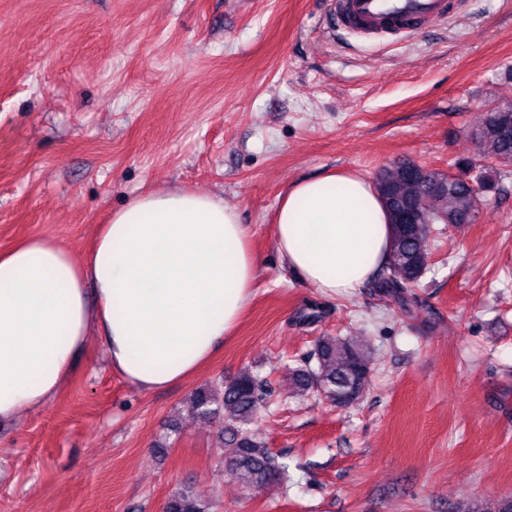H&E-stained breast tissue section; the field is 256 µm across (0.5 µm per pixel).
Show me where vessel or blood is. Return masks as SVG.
Masks as SVG:
<instances>
[{
	"label": "vessel or blood",
	"instance_id": "1",
	"mask_svg": "<svg viewBox=\"0 0 512 512\" xmlns=\"http://www.w3.org/2000/svg\"><path fill=\"white\" fill-rule=\"evenodd\" d=\"M453 12L450 0H336L337 20L367 35H379L391 28L408 34L415 27L444 22Z\"/></svg>",
	"mask_w": 512,
	"mask_h": 512
}]
</instances>
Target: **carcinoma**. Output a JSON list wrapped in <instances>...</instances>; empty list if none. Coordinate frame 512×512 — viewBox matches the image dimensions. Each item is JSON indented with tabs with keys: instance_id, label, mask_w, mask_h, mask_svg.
Masks as SVG:
<instances>
[{
	"instance_id": "cac0c4a2",
	"label": "carcinoma",
	"mask_w": 512,
	"mask_h": 512,
	"mask_svg": "<svg viewBox=\"0 0 512 512\" xmlns=\"http://www.w3.org/2000/svg\"><path fill=\"white\" fill-rule=\"evenodd\" d=\"M475 136L483 156L512 164V114L506 109L486 111ZM405 167L404 161L390 163L376 178L395 234L390 260L374 274L372 286L387 300L409 309L418 304L413 288L430 266L432 225L463 223L462 216L479 204L482 185L422 166L409 175ZM407 213L416 217L417 225H402ZM313 356L317 366H311L309 358L301 361L291 370V384L301 392L320 393L341 407L358 404L372 373L362 346L324 336ZM266 386L267 381L245 369L229 382L204 385L190 396L198 417L224 418L219 462L249 490L261 489L288 472V464L257 440L253 431L266 404ZM213 508L209 495L188 486L168 498L164 512H213ZM469 512H512V497L478 502Z\"/></svg>"
}]
</instances>
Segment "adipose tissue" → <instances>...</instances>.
I'll return each instance as SVG.
<instances>
[{
  "label": "adipose tissue",
  "instance_id": "ef3b65f1",
  "mask_svg": "<svg viewBox=\"0 0 512 512\" xmlns=\"http://www.w3.org/2000/svg\"><path fill=\"white\" fill-rule=\"evenodd\" d=\"M273 224L285 264L327 296L353 294L391 251L374 184L342 171L289 185ZM260 274L238 211L182 189L134 196L83 260L41 236L0 251V422L51 399L95 336L139 389L188 380L233 335Z\"/></svg>",
  "mask_w": 512,
  "mask_h": 512
}]
</instances>
